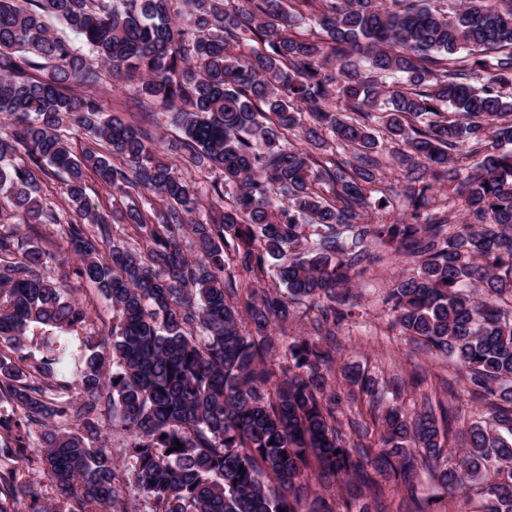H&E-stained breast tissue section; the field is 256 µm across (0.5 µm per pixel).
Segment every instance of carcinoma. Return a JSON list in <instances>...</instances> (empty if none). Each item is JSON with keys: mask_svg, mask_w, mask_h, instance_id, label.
I'll return each mask as SVG.
<instances>
[{"mask_svg": "<svg viewBox=\"0 0 512 512\" xmlns=\"http://www.w3.org/2000/svg\"><path fill=\"white\" fill-rule=\"evenodd\" d=\"M391 2L0 0V512H133L134 496L150 512H390L391 492L396 512H434L422 471L454 512H512V0L452 15ZM114 83L135 88L140 121L107 114ZM159 111L180 167L141 125ZM386 142L421 224L369 218ZM89 179L112 213L89 205ZM441 181L458 183L459 224L430 209ZM43 224L69 253L33 241ZM371 244L414 264L384 298L392 323L489 405L461 448L445 449L443 400L410 415L350 368L381 446L336 428L320 340L348 316ZM242 271L262 284L243 302ZM76 283L112 307L100 338ZM293 301L312 331L276 366L271 327ZM18 458L52 496L16 483L2 462Z\"/></svg>", "mask_w": 512, "mask_h": 512, "instance_id": "carcinoma-1", "label": "carcinoma"}]
</instances>
